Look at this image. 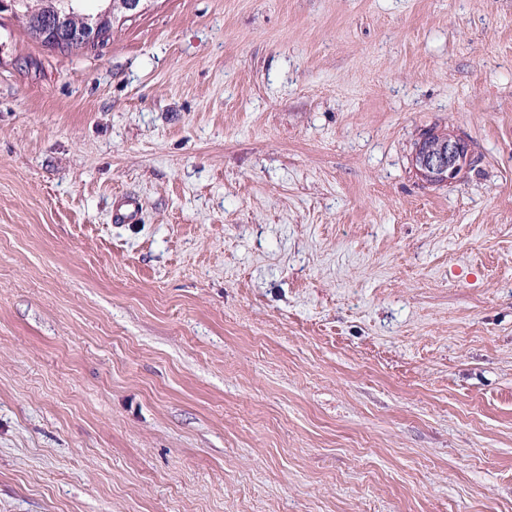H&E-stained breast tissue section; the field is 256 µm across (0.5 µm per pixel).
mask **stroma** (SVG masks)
Listing matches in <instances>:
<instances>
[{
    "label": "stroma",
    "mask_w": 512,
    "mask_h": 512,
    "mask_svg": "<svg viewBox=\"0 0 512 512\" xmlns=\"http://www.w3.org/2000/svg\"><path fill=\"white\" fill-rule=\"evenodd\" d=\"M0 512H512V0L1 11ZM18 3L16 4L17 11L21 14L22 18L25 19L28 29L30 30L29 20L27 19L25 13L28 11V4L32 8H36L40 11L39 16L42 19H46L51 15V11L46 7L48 2L52 1H63V0H41L48 1L45 3H38V0H16ZM71 0L72 8L77 12H83L82 2ZM145 0H109V6L105 11L98 12L95 15L92 14H81V15H72L68 14L64 17L59 15V12L54 13L53 17L48 18V25L44 28H41L39 35L40 40L43 43L44 47H46L50 51L61 52L62 49L66 47L68 43L72 42H81L87 46L99 45L102 43H106L112 34L110 29H106L103 34V28L105 26L106 21L110 18H115L116 12H122L127 14L128 16H133L140 13V8L142 2ZM73 16V17H72ZM75 16V17H74ZM125 16V17H128ZM74 19L75 27L72 28L71 34L69 36L70 40L63 41L60 38L55 36H46V32L44 29L52 28L53 25L62 24L69 19ZM102 34L104 39L102 40ZM102 40V42H101ZM469 161L464 142L448 136L427 145L420 156L417 171L425 180L452 183L460 178L461 168Z\"/></svg>",
    "instance_id": "1"
}]
</instances>
